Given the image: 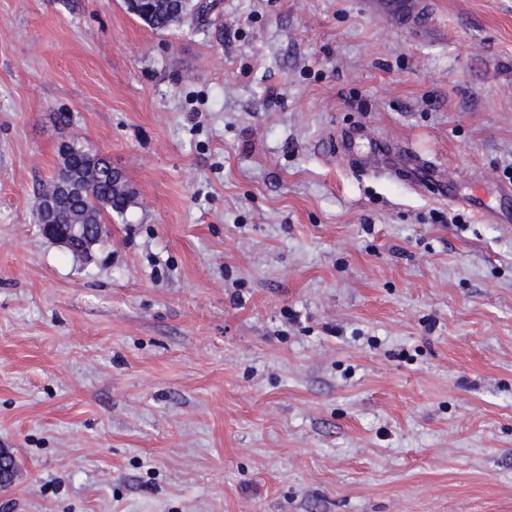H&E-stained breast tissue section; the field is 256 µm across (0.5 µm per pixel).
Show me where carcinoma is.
I'll list each match as a JSON object with an SVG mask.
<instances>
[{"instance_id": "1", "label": "carcinoma", "mask_w": 512, "mask_h": 512, "mask_svg": "<svg viewBox=\"0 0 512 512\" xmlns=\"http://www.w3.org/2000/svg\"><path fill=\"white\" fill-rule=\"evenodd\" d=\"M206 9L208 6L194 0H149L145 5L138 4L135 15L153 29L167 31ZM64 155L66 165L57 170L48 191H54L60 183H74L77 189L54 216L38 213L39 223L99 226L106 215L121 217L126 213L133 204L134 192L108 158L75 144L66 146Z\"/></svg>"}]
</instances>
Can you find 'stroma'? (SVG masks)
I'll return each mask as SVG.
<instances>
[{
	"label": "stroma",
	"instance_id": "35a3bbf8",
	"mask_svg": "<svg viewBox=\"0 0 512 512\" xmlns=\"http://www.w3.org/2000/svg\"><path fill=\"white\" fill-rule=\"evenodd\" d=\"M211 2L0 0V512H512V225L332 147L502 182L512 0ZM64 143L136 193L87 257ZM208 4L194 3L193 0H151L147 4H138L133 12L139 19L155 30L167 31L181 26L208 9ZM335 147L337 153L353 160L361 159L364 156H380L393 150L403 158V164L383 160L374 167L373 173L375 176H383L389 180L396 179L410 188L421 185L412 179L413 174L429 169L426 161L411 149L404 146L392 147L383 135L375 133L345 132L336 140Z\"/></svg>",
	"mask_w": 512,
	"mask_h": 512
}]
</instances>
